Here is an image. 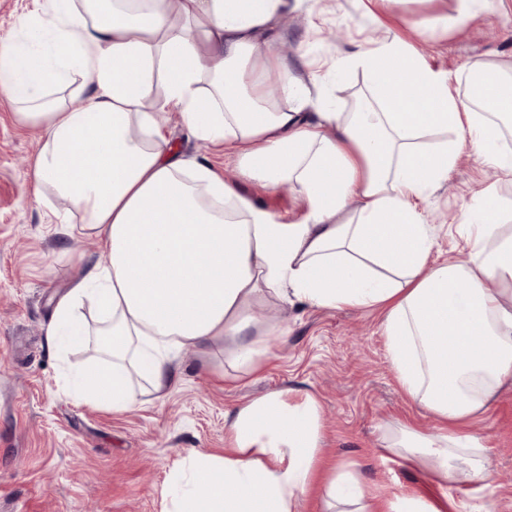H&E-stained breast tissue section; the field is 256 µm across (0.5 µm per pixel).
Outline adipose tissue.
I'll return each instance as SVG.
<instances>
[{
  "label": "adipose tissue",
  "mask_w": 512,
  "mask_h": 512,
  "mask_svg": "<svg viewBox=\"0 0 512 512\" xmlns=\"http://www.w3.org/2000/svg\"><path fill=\"white\" fill-rule=\"evenodd\" d=\"M22 38L0 40V95L42 132L31 175L39 195L65 200L106 264L83 270L48 325L53 352L94 341L71 397L113 413L176 385L177 351L225 355L262 369L279 325L256 307L299 301L377 312L397 381L440 426L388 429L390 460L489 486L495 471L472 424L512 384V226L494 194L466 215L468 259L432 260L417 209L448 178L461 147L512 182L490 115H512V77H483L481 111L463 109L446 74L392 36L341 58L367 76L351 112L322 98L278 52L283 23L322 0H35ZM90 83L79 105L65 93ZM161 95H153L155 83ZM176 115L195 138L223 147L238 179L179 155L165 133ZM461 144L448 143V131ZM288 183L304 217L285 223L244 193ZM90 304L94 323L79 320ZM228 448L190 450L171 470L164 512H383L378 490L352 471L320 477L322 406L308 392H273L224 418Z\"/></svg>",
  "instance_id": "1"
}]
</instances>
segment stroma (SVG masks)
Returning a JSON list of instances; mask_svg holds the SVG:
<instances>
[{"label": "stroma", "mask_w": 512, "mask_h": 512, "mask_svg": "<svg viewBox=\"0 0 512 512\" xmlns=\"http://www.w3.org/2000/svg\"><path fill=\"white\" fill-rule=\"evenodd\" d=\"M457 5L458 0H392L371 15L356 0H324L318 17L301 9L289 18L283 57L297 74L323 76L340 112L350 111L365 78L337 69V59L354 44L369 47L394 33L413 43L434 70L453 73L484 60L512 73V8L483 9L460 23ZM418 18L429 19L427 35L413 28ZM13 112L0 98V512H162L166 478L189 450L223 452L225 412L288 389L321 401L328 465H351L359 481L379 487L386 501L442 496V512H462L459 483L439 489L431 474L388 460L382 449L387 426L431 433L437 423L401 392L374 312L273 303L260 315L284 323L288 335L271 345L259 374L226 383L232 369L220 349H188L179 355L176 387L163 398L142 396L116 415L67 398L64 367L85 364L94 351L58 356L48 349L45 330L79 270L104 262L105 255L94 237L65 223L59 201L37 198L30 168L41 133L18 123ZM167 131L179 154L209 162L224 180H236L223 151L192 137L178 117H169ZM245 190L281 220L294 222L305 214L288 190L253 183ZM489 190L512 214V185L500 182L484 158L462 152L447 181L418 204L435 228V255L466 259L463 219ZM474 428L498 474L475 503L512 512V389L504 390Z\"/></svg>", "instance_id": "1"}]
</instances>
